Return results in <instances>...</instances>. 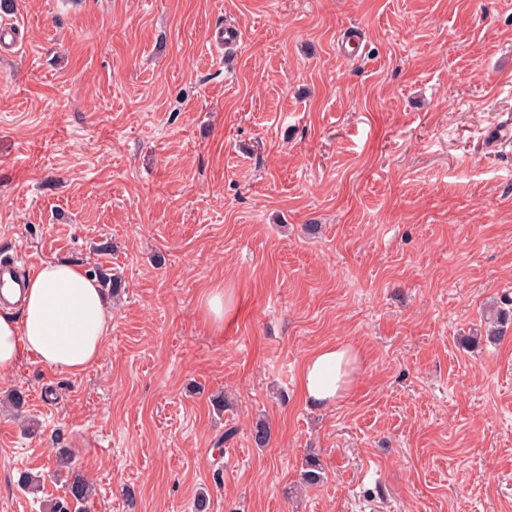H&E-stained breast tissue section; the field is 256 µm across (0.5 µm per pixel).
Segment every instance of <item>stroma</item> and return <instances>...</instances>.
Instances as JSON below:
<instances>
[{"mask_svg":"<svg viewBox=\"0 0 512 512\" xmlns=\"http://www.w3.org/2000/svg\"><path fill=\"white\" fill-rule=\"evenodd\" d=\"M1 21L0 259L123 288L94 367L0 376L26 395L0 413V512H41L19 477L61 448L86 512L202 491L209 512H512V320L461 345L512 294V0H15ZM330 345L358 368L313 408L299 374Z\"/></svg>","mask_w":512,"mask_h":512,"instance_id":"stroma-1","label":"stroma"}]
</instances>
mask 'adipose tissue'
<instances>
[{"mask_svg": "<svg viewBox=\"0 0 512 512\" xmlns=\"http://www.w3.org/2000/svg\"><path fill=\"white\" fill-rule=\"evenodd\" d=\"M110 320L103 288L81 265L42 262L25 279L18 313L0 314V376L11 372L25 352L72 375L87 371L101 357ZM356 371L351 347L314 351L300 375L306 403L317 408L335 404L347 394Z\"/></svg>", "mask_w": 512, "mask_h": 512, "instance_id": "1", "label": "adipose tissue"}]
</instances>
